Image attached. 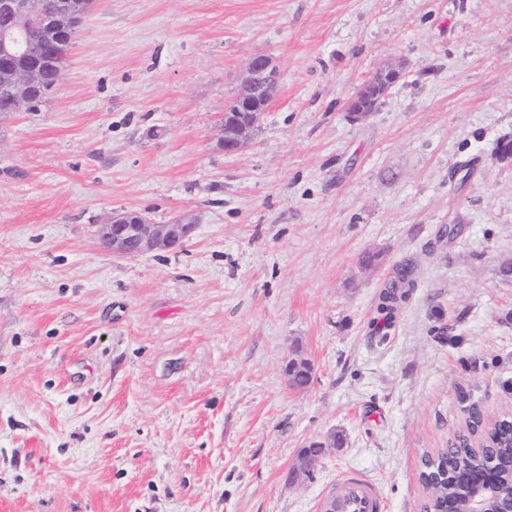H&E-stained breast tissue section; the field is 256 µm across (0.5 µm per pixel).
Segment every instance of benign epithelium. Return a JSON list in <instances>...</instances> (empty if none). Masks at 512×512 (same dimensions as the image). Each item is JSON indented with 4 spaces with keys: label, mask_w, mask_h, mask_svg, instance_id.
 <instances>
[{
    "label": "benign epithelium",
    "mask_w": 512,
    "mask_h": 512,
    "mask_svg": "<svg viewBox=\"0 0 512 512\" xmlns=\"http://www.w3.org/2000/svg\"><path fill=\"white\" fill-rule=\"evenodd\" d=\"M30 10V0H0V14L16 16ZM401 70L387 67L376 73L358 91L362 95L369 85L388 78L397 82ZM16 89L25 95L30 78L21 77L20 71L5 63L0 64V83ZM278 87V73L270 57L255 55L245 68L241 94L235 103L250 109L258 117L266 111ZM251 127L241 126L234 130L222 129L220 145L226 153L240 151L248 142ZM196 230L195 222L188 217H179L167 224H155L141 212H127L112 216V219L97 225L99 242L112 253L125 256L132 253L169 250L184 246ZM320 454L313 456L308 451L301 452L298 464L291 471V477L309 476L319 463L328 447H336V437L330 443L314 442ZM473 490L462 502L449 499L438 512H512V455L497 463L491 470L482 471L473 482Z\"/></svg>",
    "instance_id": "7a95c632"
}]
</instances>
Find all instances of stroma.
<instances>
[{
  "label": "stroma",
  "mask_w": 512,
  "mask_h": 512,
  "mask_svg": "<svg viewBox=\"0 0 512 512\" xmlns=\"http://www.w3.org/2000/svg\"><path fill=\"white\" fill-rule=\"evenodd\" d=\"M258 54L278 91L228 154ZM504 136L512 0H91L53 95L0 115V512H316L349 473L421 512L422 451L512 411ZM127 211L197 229L117 257ZM401 75H402L401 70L398 67L391 66V67H387V68L383 69L382 71L376 73L371 80L367 81L363 85V87L354 96V100L359 95H363L366 92L369 85L376 83V82H381L384 80V78H389L392 81V83H390L386 86L385 92H387L388 89L400 79ZM383 94H384V88L382 87V85L372 86L362 96L361 105L364 106L367 110L374 112V110L377 108L381 98L383 97ZM251 126H241L234 130L222 129L220 145L225 153L240 151L248 142L251 134ZM413 285L409 267L401 266L379 294V302L376 309L380 317L372 323V332L378 338V342L382 343L386 340L387 336L380 334L382 328L390 324L400 303L406 300L409 288H413ZM381 321H383V325H380ZM312 444H314L317 448H320V453L317 455V448H306L311 454L316 456H312L308 451L302 450L298 464L291 471L292 478H299L300 476H309L313 472V470L315 469L316 465L319 463L323 455L325 454L326 448H334L336 447V445H342V436L340 434L336 435L335 433L331 437L330 443L328 445L320 441H314L311 443V445Z\"/></svg>",
  "instance_id": "stroma-1"
}]
</instances>
